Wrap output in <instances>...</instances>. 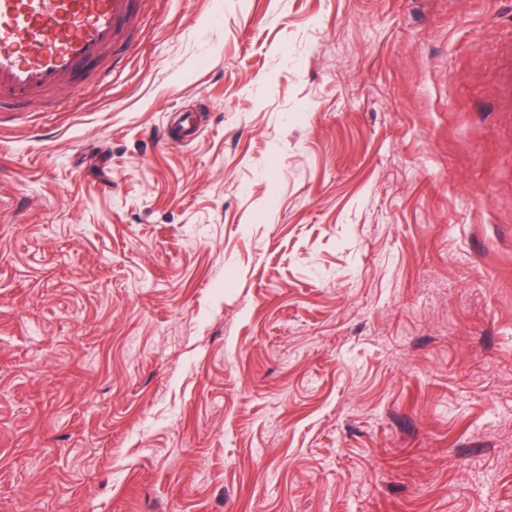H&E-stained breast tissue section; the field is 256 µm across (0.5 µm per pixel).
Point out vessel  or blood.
Here are the masks:
<instances>
[{
    "label": "vessel or blood",
    "mask_w": 512,
    "mask_h": 512,
    "mask_svg": "<svg viewBox=\"0 0 512 512\" xmlns=\"http://www.w3.org/2000/svg\"><path fill=\"white\" fill-rule=\"evenodd\" d=\"M139 0H0V112L82 85L134 39Z\"/></svg>",
    "instance_id": "vessel-or-blood-1"
}]
</instances>
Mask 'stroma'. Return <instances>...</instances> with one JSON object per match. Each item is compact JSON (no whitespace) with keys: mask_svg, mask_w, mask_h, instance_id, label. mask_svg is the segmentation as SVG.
<instances>
[{"mask_svg":"<svg viewBox=\"0 0 512 512\" xmlns=\"http://www.w3.org/2000/svg\"><path fill=\"white\" fill-rule=\"evenodd\" d=\"M134 25L0 115V512H512V0Z\"/></svg>","mask_w":512,"mask_h":512,"instance_id":"stroma-1","label":"stroma"}]
</instances>
